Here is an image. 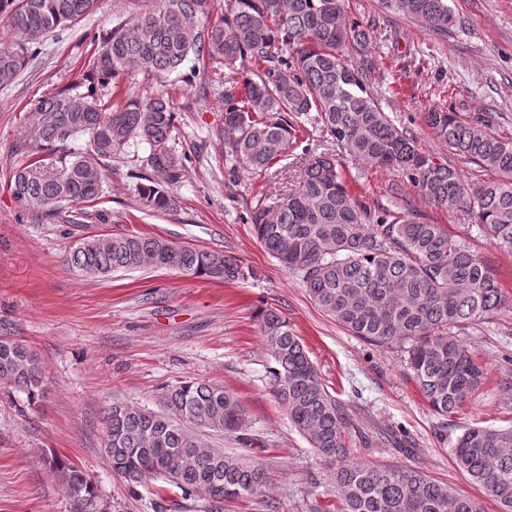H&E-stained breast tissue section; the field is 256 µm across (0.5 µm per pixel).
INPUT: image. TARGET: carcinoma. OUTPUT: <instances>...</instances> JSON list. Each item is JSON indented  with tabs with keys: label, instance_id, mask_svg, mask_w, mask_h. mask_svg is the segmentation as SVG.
I'll return each mask as SVG.
<instances>
[{
	"label": "carcinoma",
	"instance_id": "carcinoma-1",
	"mask_svg": "<svg viewBox=\"0 0 512 512\" xmlns=\"http://www.w3.org/2000/svg\"><path fill=\"white\" fill-rule=\"evenodd\" d=\"M97 0H0L8 21L0 48V87L11 85L44 38L89 14ZM211 0H155V8L97 36L87 69L31 104L34 134L18 140L25 158L10 180L14 199L34 224L78 223L75 206L105 194L112 159L130 144L145 145L135 190L153 211L178 207L173 187L186 154L169 93L132 97L112 106L108 90L130 71L162 84L197 60L224 72V144L229 177L238 167L272 185L307 121L326 129L335 145L307 159L298 186L262 191L249 210L258 241L299 276L315 304L351 335L375 346H398L419 392L441 419L482 385L484 372L470 349L450 333L505 304L496 275L459 236L408 211L372 212L347 186L338 153L395 170L437 207H466L491 242L512 252V138L490 131L485 119L429 109L424 120L455 155L497 174L465 185L456 171L423 152L416 138L382 111L367 82L374 63L354 65L349 50L366 32L347 19L344 0H224V18L209 19ZM437 35L453 22L446 0H380ZM67 266L92 278L116 271L174 269L233 283L238 261L219 252L154 235L100 236L77 243ZM264 343L272 395L288 421L335 465L342 512H483L479 500L416 468L356 463L346 440L348 413L323 383L288 319L274 306L255 314ZM0 384L34 399L44 389L38 356L0 336ZM166 412L116 403L104 415V451L113 472L133 484L155 478L183 499L223 503L264 493L257 464L206 442L213 430L248 440L246 412L235 394L197 379L165 387ZM455 466L512 512V428L472 426L452 448ZM81 512H97L96 494L80 468L52 458Z\"/></svg>",
	"mask_w": 512,
	"mask_h": 512
}]
</instances>
